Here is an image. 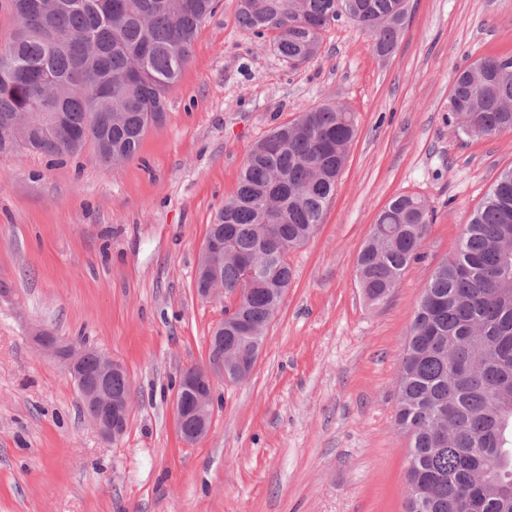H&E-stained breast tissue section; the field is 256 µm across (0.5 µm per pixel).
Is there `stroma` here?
I'll list each match as a JSON object with an SVG mask.
<instances>
[{
    "label": "stroma",
    "mask_w": 512,
    "mask_h": 512,
    "mask_svg": "<svg viewBox=\"0 0 512 512\" xmlns=\"http://www.w3.org/2000/svg\"><path fill=\"white\" fill-rule=\"evenodd\" d=\"M502 54L512 0H409L387 57L343 17L298 67L240 25L237 0H220L133 159L102 163L90 144L62 160L0 155V512H405L403 342L435 268L512 168V131L456 136L448 97L457 70ZM325 102L358 127L336 191L288 255L292 284L252 375L217 386L209 433L185 444L174 384L205 362L224 316L195 291L209 226L250 150ZM402 194L435 221L372 305L356 258ZM35 326L123 364L132 411L119 440L96 432L63 368L31 346Z\"/></svg>",
    "instance_id": "1"
}]
</instances>
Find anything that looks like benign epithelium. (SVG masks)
Returning a JSON list of instances; mask_svg holds the SVG:
<instances>
[{
	"mask_svg": "<svg viewBox=\"0 0 512 512\" xmlns=\"http://www.w3.org/2000/svg\"><path fill=\"white\" fill-rule=\"evenodd\" d=\"M224 241L207 236L195 272L196 289L204 301L224 302L221 268L224 265ZM32 345L42 354L62 365L77 385L84 400L96 408L89 418L92 426L107 440L115 441L126 431L130 410V393L112 392V377L126 374L123 365L112 357L98 353L96 371L88 377L83 373L84 359L91 348L66 342L51 332L34 327ZM254 349L247 358H224V323H219L209 337L205 363L182 371L174 396V410L182 440L193 444L206 436L213 418V393L217 383L243 380L251 375L263 351V341L253 337Z\"/></svg>",
	"mask_w": 512,
	"mask_h": 512,
	"instance_id": "benign-epithelium-1",
	"label": "benign epithelium"
}]
</instances>
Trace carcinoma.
I'll return each instance as SVG.
<instances>
[{
    "label": "carcinoma",
    "mask_w": 512,
    "mask_h": 512,
    "mask_svg": "<svg viewBox=\"0 0 512 512\" xmlns=\"http://www.w3.org/2000/svg\"><path fill=\"white\" fill-rule=\"evenodd\" d=\"M18 27L0 48V118L37 116L25 144L62 157L94 144L112 163L136 156L160 122L169 89L193 56L215 0H11ZM346 17L370 34L380 56L394 53L407 0H239L240 24L292 66L314 58L320 32ZM456 75L448 111L468 137L512 130V55H489ZM115 114L112 124L90 113ZM354 113L327 103L279 124L252 149L210 231L224 230V299L245 295L229 319L241 354L245 329L266 326L292 281L288 252L323 222L356 135ZM433 215L422 198L397 196L361 248L355 275L366 299L384 301L420 256ZM512 169L499 175L466 224L457 251L423 288L405 338L396 425L408 438L406 512L413 484L434 508L464 500L482 482L480 512H512Z\"/></svg>",
    "instance_id": "1"
}]
</instances>
